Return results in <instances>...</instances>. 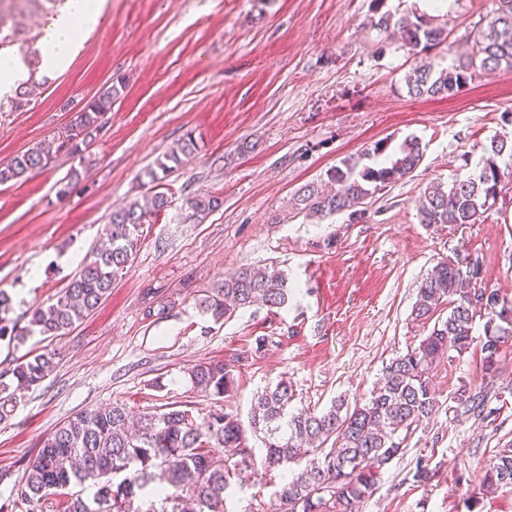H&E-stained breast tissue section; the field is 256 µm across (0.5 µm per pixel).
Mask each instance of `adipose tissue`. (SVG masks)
Wrapping results in <instances>:
<instances>
[{"label": "adipose tissue", "mask_w": 512, "mask_h": 512, "mask_svg": "<svg viewBox=\"0 0 512 512\" xmlns=\"http://www.w3.org/2000/svg\"><path fill=\"white\" fill-rule=\"evenodd\" d=\"M104 4L105 0H66L61 12L42 31L39 64L42 72H60L71 64L78 50L79 33L100 26Z\"/></svg>", "instance_id": "adipose-tissue-1"}]
</instances>
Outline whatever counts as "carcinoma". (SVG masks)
Listing matches in <instances>:
<instances>
[{
    "label": "carcinoma",
    "mask_w": 512,
    "mask_h": 512,
    "mask_svg": "<svg viewBox=\"0 0 512 512\" xmlns=\"http://www.w3.org/2000/svg\"><path fill=\"white\" fill-rule=\"evenodd\" d=\"M64 0H0V50L18 48L35 77L41 51L31 49L24 38L26 14L51 5L50 15ZM375 2L372 25L379 30H400L403 46L414 60L405 83L414 97H449L482 72L512 69V0H498V8L466 37L469 50L459 64L442 67L430 52L448 43V29L434 19L414 12L383 10L385 0ZM119 88L111 84L93 97L70 123L48 143L15 154L0 164V185L18 182L44 169L60 153L77 154L81 145L98 132L111 111ZM507 143L494 140L489 157L477 175L445 186H427L419 198L421 223L432 225L475 224L501 192L504 172L496 158ZM197 151L188 136L165 154L144 176L159 186L172 165ZM420 144L404 142L399 156L386 165L366 167L341 161L326 171L325 185L308 183L290 199L291 209L327 217L350 212L359 219L357 207L366 199L397 182L418 166ZM168 206V197L155 191L112 211L104 228V242L93 257L84 258L80 270L56 301L32 310L26 323L11 318L12 300L0 290V340L18 346L31 336L54 339L92 314L109 297L117 276L135 259L143 224ZM218 207L209 195H195L186 202L183 221L198 222ZM483 282V266L467 259L439 262L422 280L412 307V322L429 332L415 347L396 354L383 369L370 397L349 405L338 398L321 411L291 412L294 391L286 380L258 393L251 407L249 426L263 435L264 464L284 472L304 466L301 476L287 481L278 491L275 512H357L359 503L375 489L377 475L400 451L395 436L439 409L432 386L433 370L453 350L462 355L473 342L476 317L487 318L485 370L497 372L500 343L512 335V301L486 287L485 309L473 305L468 288ZM293 288L273 265L242 266L224 276V282L205 296L200 307L215 320L236 310L260 303L270 309L287 305ZM448 316L441 318L443 309ZM57 367L56 354L46 351L17 359L0 373V422L8 421L26 392L40 385ZM192 388L205 397L232 392V366L205 361L187 369ZM457 408L483 420L485 396L464 386L454 396ZM253 456L246 444V429L234 415L212 410L196 415L181 405L161 413L131 415L120 405L83 411L64 421L42 441L36 456L21 464L13 495L0 503V512H13L18 503L59 499L63 512H225V492L231 480L245 484ZM92 483V499H84L73 487ZM512 484V452L505 450L489 464L479 487L485 496L502 485ZM150 490L159 507L134 506L139 495Z\"/></svg>",
    "instance_id": "1"
}]
</instances>
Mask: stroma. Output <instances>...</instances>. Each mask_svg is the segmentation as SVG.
<instances>
[{
  "label": "stroma",
  "instance_id": "obj_1",
  "mask_svg": "<svg viewBox=\"0 0 512 512\" xmlns=\"http://www.w3.org/2000/svg\"><path fill=\"white\" fill-rule=\"evenodd\" d=\"M371 0H106V22L81 35L70 66L43 79L25 107L0 112V163L49 141L112 82L126 88L81 154H60L27 179L0 185V289L22 317L53 302L101 244L112 209L148 194L144 172L194 136L198 150L164 183L166 211L144 227L140 250L95 314L54 339L20 348L0 340V371L19 353L55 352L57 369L0 424V470L16 471L68 417L121 404L133 415L183 402L248 422L257 391L291 383L294 408L323 409L338 396H368L389 360L417 346V287L443 260L474 255L484 284L512 300V183L475 224H421L430 183L478 173L491 141L512 144V70L479 74L449 98L410 96L399 38L371 27ZM497 0H449L461 41ZM423 157L405 179L363 205L362 218H316L287 202L349 159L358 168L396 159L404 140ZM382 159L367 156L375 142ZM80 181L58 197L71 170ZM217 197L202 222L180 220L187 198ZM276 264L296 291L287 306H252L214 321L199 303L243 265ZM474 343L436 367L439 410L403 436L359 512H467L485 466L512 448V338L487 381ZM234 368L236 389L210 398L187 368ZM487 392L491 419L457 412L459 387ZM228 491V512H273L283 473L264 466ZM425 457L428 481L414 478Z\"/></svg>",
  "mask_w": 512,
  "mask_h": 512
}]
</instances>
